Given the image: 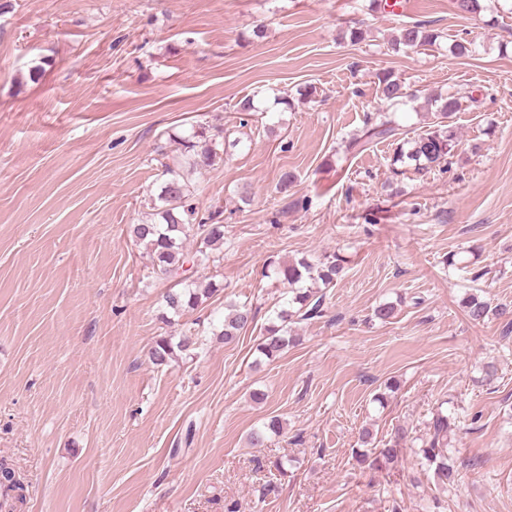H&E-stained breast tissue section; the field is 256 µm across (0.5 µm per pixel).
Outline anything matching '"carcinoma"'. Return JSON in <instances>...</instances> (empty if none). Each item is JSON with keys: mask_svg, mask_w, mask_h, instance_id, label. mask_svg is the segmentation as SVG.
Returning a JSON list of instances; mask_svg holds the SVG:
<instances>
[{"mask_svg": "<svg viewBox=\"0 0 512 512\" xmlns=\"http://www.w3.org/2000/svg\"><path fill=\"white\" fill-rule=\"evenodd\" d=\"M439 34L424 24L405 25L399 29L394 38V45L407 47L434 46ZM381 96L388 102H396L405 97L403 85L382 72L377 75ZM437 107V129L418 136L409 141L410 148L403 150L398 147L392 162L405 163L409 159L418 163L419 169L426 170L447 162L456 147V137L452 128L447 125L448 119L460 111V98L450 95L439 98ZM213 127L207 123H198L191 127L188 134L173 139L176 145L177 159L173 164L164 165L160 186L156 216L158 220L131 227V235L135 241L144 246L146 257L152 269L166 278H181L193 269L206 268L215 262L214 250L224 243V225L219 223L220 212L213 211L207 216L198 217L197 207L191 202L193 186L188 175L189 171L214 164L223 158L220 149L225 147L227 135L211 133ZM398 128L390 120L379 122L368 119L363 134L353 138L348 149L363 151L366 147L379 140H387L397 135ZM193 237L198 244L197 249L189 254L183 250V241ZM345 259L335 253L325 255L316 261L305 257L284 262L276 270L277 278L288 285L290 299L285 307L276 313V323L266 329V334L257 345V351L267 359L280 355L293 341L291 325L311 320L322 312L326 298L325 289L332 288L342 277ZM309 283L306 288L301 283ZM219 291L217 286L192 288L185 285L181 288L169 289L164 302L166 308L176 315H182L197 309L205 299ZM464 312L468 319L479 324L493 315L505 321V327H512V310L506 305L491 307L490 303L475 294L464 299ZM254 320L252 309L245 304L228 305V313L224 315L222 329L218 336L224 343L230 344ZM199 338L184 336L177 343L162 336L154 341L149 349V358L153 364L162 366L176 357V352H189L199 348ZM282 429L281 422L273 418L264 427L250 432L248 441L253 447L264 445L268 434H278ZM458 425L456 419L444 412L442 408L432 414L427 423L425 437L418 449L422 456V465L433 471L437 485L448 490L456 485L459 468L451 448L452 437ZM408 429L402 425L395 428L393 436L381 441L380 446L367 448L357 452L358 461L373 469H382L399 461L406 441ZM0 487L4 491L19 492L23 485L15 472L0 465Z\"/></svg>", "mask_w": 512, "mask_h": 512, "instance_id": "obj_1", "label": "carcinoma"}]
</instances>
